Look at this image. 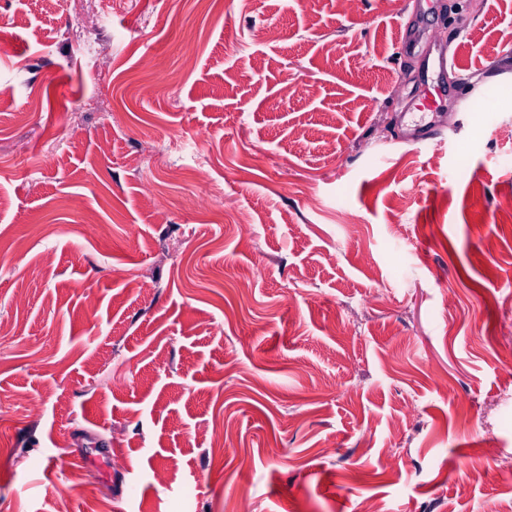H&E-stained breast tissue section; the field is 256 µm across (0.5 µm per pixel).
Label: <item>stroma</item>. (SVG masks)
<instances>
[{
	"label": "stroma",
	"mask_w": 512,
	"mask_h": 512,
	"mask_svg": "<svg viewBox=\"0 0 512 512\" xmlns=\"http://www.w3.org/2000/svg\"><path fill=\"white\" fill-rule=\"evenodd\" d=\"M0 86V512L512 499V0H0Z\"/></svg>",
	"instance_id": "1"
}]
</instances>
